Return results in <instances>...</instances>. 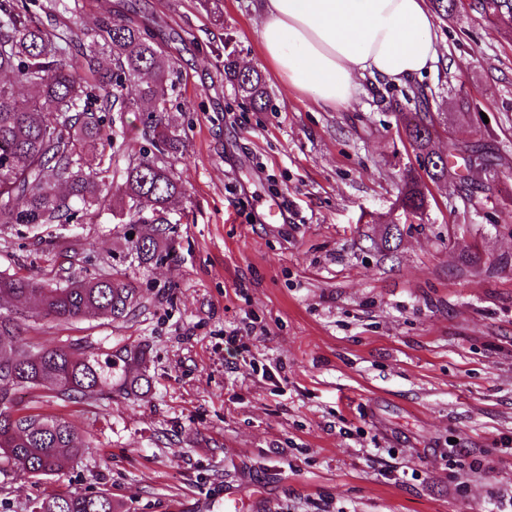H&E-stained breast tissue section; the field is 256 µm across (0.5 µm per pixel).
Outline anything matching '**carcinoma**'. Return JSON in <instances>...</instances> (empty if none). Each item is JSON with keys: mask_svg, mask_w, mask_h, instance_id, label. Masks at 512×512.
I'll list each match as a JSON object with an SVG mask.
<instances>
[{"mask_svg": "<svg viewBox=\"0 0 512 512\" xmlns=\"http://www.w3.org/2000/svg\"><path fill=\"white\" fill-rule=\"evenodd\" d=\"M484 14L512 18V0H477ZM112 56V70L98 65L101 54ZM14 82H0V225L79 224L90 212H112L124 224H152V232L125 237L126 250L141 265L170 260L166 224L183 183L169 159L183 151L184 141L166 123L172 70L149 27L105 17L91 31L59 33L31 23L28 0H0V73ZM224 78L256 111L265 109L268 94L257 69H242L231 50L224 53ZM37 94L18 97L15 84ZM136 112L150 148L119 166L113 146L117 123ZM429 113L419 111L405 134L417 150L434 137ZM99 152L97 167L85 170L87 153ZM456 158L466 171L492 169V152L481 144L460 147ZM427 178L448 177V160L437 157L423 166ZM63 184L58 195L53 185ZM426 185L410 176L402 191L403 206L418 213L426 204ZM34 296L41 313L60 322L87 316L112 319L136 311V289L121 277H65L52 286L34 276L0 271V296ZM146 354L126 349L112 355L113 381L95 359H78L65 346L32 348L22 342L18 324L0 316V469L21 478H39L54 471L60 458H78L90 451L65 419L42 413H20L13 391L55 381L58 395L82 399L104 388L124 395H143L150 382ZM36 512H114L104 492H59L44 498Z\"/></svg>", "mask_w": 512, "mask_h": 512, "instance_id": "carcinoma-1", "label": "carcinoma"}]
</instances>
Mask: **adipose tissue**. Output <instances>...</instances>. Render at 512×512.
Masks as SVG:
<instances>
[{
  "mask_svg": "<svg viewBox=\"0 0 512 512\" xmlns=\"http://www.w3.org/2000/svg\"><path fill=\"white\" fill-rule=\"evenodd\" d=\"M263 59L323 109L349 106L363 78L405 83L440 51L427 0H255Z\"/></svg>",
  "mask_w": 512,
  "mask_h": 512,
  "instance_id": "obj_1",
  "label": "adipose tissue"
}]
</instances>
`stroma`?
<instances>
[{
    "label": "stroma",
    "mask_w": 512,
    "mask_h": 512,
    "mask_svg": "<svg viewBox=\"0 0 512 512\" xmlns=\"http://www.w3.org/2000/svg\"><path fill=\"white\" fill-rule=\"evenodd\" d=\"M36 2L33 23L61 31L110 14L148 25L178 76L184 193L160 265L131 262L107 217L0 226V271L116 273L140 295L114 322L0 299L24 343L104 367L139 346L151 380L139 398L18 389L16 409L65 418L94 450L38 479L0 471V512L59 490L109 493L115 512H224L230 491L242 512H485L512 488V23L462 5L436 22L433 69L365 80L332 111L263 68L253 0ZM228 46L262 67L265 111L225 80ZM417 96L437 148L486 144L499 176L470 194L429 183L409 214L401 191L421 167L400 127ZM273 202L286 222L266 223Z\"/></svg>",
    "instance_id": "35a3bbf8"
}]
</instances>
